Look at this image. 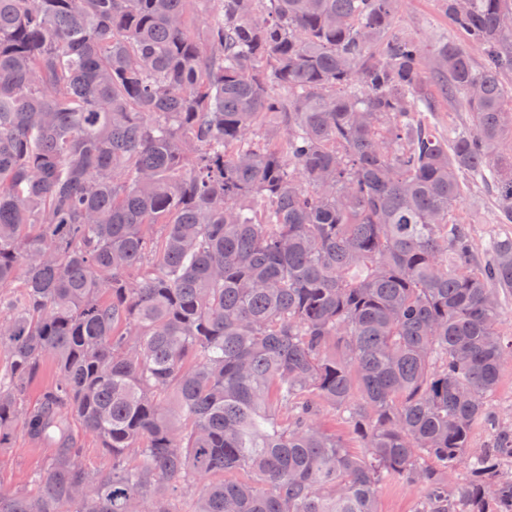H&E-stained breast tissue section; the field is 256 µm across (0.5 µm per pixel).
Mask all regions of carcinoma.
I'll use <instances>...</instances> for the list:
<instances>
[{
	"label": "carcinoma",
	"mask_w": 512,
	"mask_h": 512,
	"mask_svg": "<svg viewBox=\"0 0 512 512\" xmlns=\"http://www.w3.org/2000/svg\"><path fill=\"white\" fill-rule=\"evenodd\" d=\"M442 4L480 65L400 0H0V448L49 447L0 512H378L391 479L512 512V236L482 261L453 220L468 175L512 221V0ZM429 54L472 130L419 118ZM396 26L401 32L426 42L448 35V30L453 29L442 9V0H402ZM488 399L490 406L500 413L512 412V366L504 372L499 387ZM87 460L91 466L99 469H106L112 465V456L103 452L99 441L93 436H85L83 441Z\"/></svg>",
	"instance_id": "carcinoma-1"
}]
</instances>
